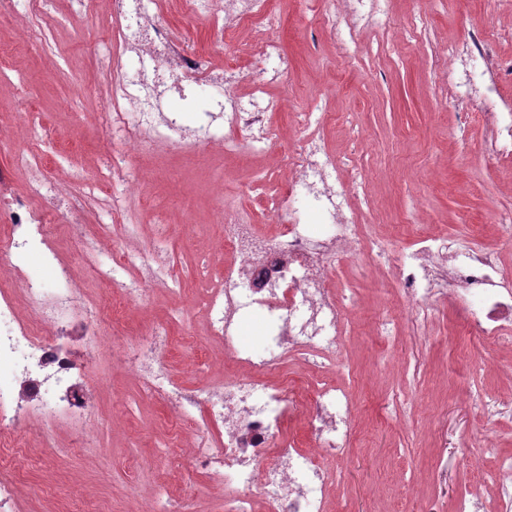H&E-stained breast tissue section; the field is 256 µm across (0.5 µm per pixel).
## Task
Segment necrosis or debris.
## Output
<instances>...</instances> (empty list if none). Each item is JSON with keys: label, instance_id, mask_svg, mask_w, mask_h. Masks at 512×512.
I'll list each match as a JSON object with an SVG mask.
<instances>
[{"label": "necrosis or debris", "instance_id": "obj_1", "mask_svg": "<svg viewBox=\"0 0 512 512\" xmlns=\"http://www.w3.org/2000/svg\"><path fill=\"white\" fill-rule=\"evenodd\" d=\"M116 43L108 76L112 94L100 114L106 169L91 175L88 194L120 181L140 187L146 173L135 163L133 147L147 145L160 152L212 146L228 154L258 151L274 138L269 112L278 104L262 95L256 84L251 98L238 91L239 60L258 57L270 64L274 75L288 68L280 43L264 36L261 45L238 42L237 26L262 20L274 28L270 0H225L227 22L219 29L220 42L233 44V57L223 67L210 66L187 52L179 35L163 22L168 0H109ZM341 10H326L323 22L338 43L361 33L365 6L379 8L381 0H342ZM444 56L448 83L459 104L477 97L466 78L471 62L481 61V83L494 92L501 65L487 50V36L477 33L471 43L449 45ZM217 90L210 109L224 115L223 131L203 123L189 129L172 108L174 97L184 96L194 84ZM309 128L288 160V178L267 206L279 217L275 230L253 223L238 211L225 209L224 251L234 264L206 290L204 310L212 338L231 350L243 368L219 383L186 387L176 382L164 362V349L172 325L181 323L182 311L168 322L139 332L121 348L123 362L137 374L148 397L163 401L180 421L202 413V425L218 429V437L196 436L186 449L192 473L209 484L223 487L225 512H327L336 483L334 461L343 459L353 430L355 411L336 387L321 384L312 396L268 385L264 377L286 358L303 357L314 366L330 364L342 340V304L327 284L337 258L362 257L370 265L394 268L404 301L415 315L427 314L436 301L447 302L460 320L481 339H512V275L506 274L496 249L470 245L448 235L417 234L413 243L390 257L370 238L366 225L349 212L345 188L337 186L324 141L313 130L316 117L297 113ZM9 142L15 164L28 167L31 180L25 195L8 189L0 175V214L8 224L0 236V251L14 263L0 267L11 286L0 291V369L26 383L23 393L0 389V508L17 498L20 472L4 465L8 454H26L29 436L51 439L58 423L85 432L91 418V389L83 352L104 343L103 324L96 306L86 302L84 290L68 266L58 263L51 228L69 235L81 258L93 265L98 279L112 290V314L145 297L148 288L178 292L180 281L168 255L144 253L137 248L112 251L109 264L98 258L108 243L83 224V197L73 194L71 182L47 176L29 148L27 138L1 131ZM307 202L323 224L311 230L298 205ZM39 254L52 267L60 286L47 291L21 277L18 258ZM261 310L275 322L265 337L263 354L245 345L239 324L246 309ZM303 416L313 445L298 447L291 439L276 440L284 421ZM485 454L495 456L487 476L495 512H512V454L500 453L487 441Z\"/></svg>", "mask_w": 512, "mask_h": 512}]
</instances>
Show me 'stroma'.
<instances>
[{"label":"stroma","mask_w":512,"mask_h":512,"mask_svg":"<svg viewBox=\"0 0 512 512\" xmlns=\"http://www.w3.org/2000/svg\"><path fill=\"white\" fill-rule=\"evenodd\" d=\"M272 7L288 71L265 83L261 63L253 62L239 89L246 96L261 82L283 102L269 115L277 139L247 158L205 147L139 152L148 179L126 201L137 245L173 256L185 292L175 298L150 290L112 333L135 336L164 322L172 306L182 307L185 323L171 331L166 362L188 386L236 371L223 346L205 338L198 309L204 279L223 275L231 262L215 218L220 206L242 207L258 223L276 226L265 198L286 178L288 157L307 135L294 113H324L320 131L339 179L352 183L358 172L366 178V191L351 193V206L387 251L411 244L406 227L413 224L500 249L512 268V246H503L494 222L497 213L512 211V164L486 155L487 120L480 107L452 98L440 55L475 30L491 33L489 52L503 65L497 93L512 100V15L493 0H385L378 20L342 50L322 25L326 0H272ZM167 23L212 66H223L209 18L173 8ZM43 27L49 39L39 48L0 18V126L36 113L53 132L51 143L32 146L48 171L96 169L107 162L99 110L111 94L108 7L96 0L88 15L76 0H56ZM329 286L343 296L346 312L333 378L346 386L357 414L349 452L338 463L334 512H419L426 497L439 512H452L460 485L486 494L493 461L471 460L490 433L512 452V415L490 422L467 395L483 389L512 398V351L483 342L443 302L428 318L413 319L394 276L362 267L360 259L338 261ZM382 316L393 321L394 341L373 331ZM89 362L100 379L93 445L68 458L46 450L24 467V512H46V484L52 494L74 490L90 504L111 499L112 512H136L161 483L186 499L190 512H224L222 493L209 490L204 478H187L181 448L192 426L177 427L164 403L142 396L135 374L111 355L93 352Z\"/></svg>","instance_id":"1"}]
</instances>
